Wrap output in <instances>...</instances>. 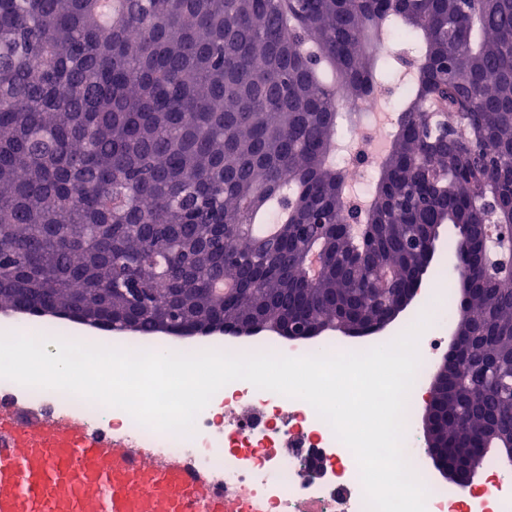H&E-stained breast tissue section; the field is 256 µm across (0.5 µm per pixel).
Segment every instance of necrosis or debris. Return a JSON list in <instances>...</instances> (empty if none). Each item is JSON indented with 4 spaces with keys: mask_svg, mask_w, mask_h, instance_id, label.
Wrapping results in <instances>:
<instances>
[{
    "mask_svg": "<svg viewBox=\"0 0 512 512\" xmlns=\"http://www.w3.org/2000/svg\"><path fill=\"white\" fill-rule=\"evenodd\" d=\"M377 129L353 126L346 138L356 149L345 163L348 183L370 178L374 157L368 143ZM430 323L418 341L420 363L413 383L421 388L432 362L448 347L451 308L422 305ZM197 351H225L235 355L277 352L281 343L265 337L226 341L219 336L198 340ZM37 405L52 417L76 415L87 431L125 444L146 448L157 457H175L205 473L227 502L224 512H368L358 463L330 425L304 400L255 388L237 380L223 395L213 397L200 412L195 432L177 436L138 424L126 411L107 407L58 390L31 388L0 379V401L17 399ZM421 439L414 423H406L404 453L427 490L431 512H512V493L496 463L487 466L485 498L470 504L465 491L432 480L427 472Z\"/></svg>",
    "mask_w": 512,
    "mask_h": 512,
    "instance_id": "necrosis-or-debris-1",
    "label": "necrosis or debris"
}]
</instances>
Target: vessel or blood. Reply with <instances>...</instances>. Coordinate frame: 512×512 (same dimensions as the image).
I'll return each mask as SVG.
<instances>
[{
	"mask_svg": "<svg viewBox=\"0 0 512 512\" xmlns=\"http://www.w3.org/2000/svg\"><path fill=\"white\" fill-rule=\"evenodd\" d=\"M0 512H224V497L179 460L143 470L136 449L88 436L75 417L0 413Z\"/></svg>",
	"mask_w": 512,
	"mask_h": 512,
	"instance_id": "b4317fda",
	"label": "vessel or blood"
}]
</instances>
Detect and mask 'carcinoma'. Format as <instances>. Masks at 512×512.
<instances>
[{
	"mask_svg": "<svg viewBox=\"0 0 512 512\" xmlns=\"http://www.w3.org/2000/svg\"><path fill=\"white\" fill-rule=\"evenodd\" d=\"M0 0V304L39 310L112 295L101 326L137 314L158 333L187 288L200 321L252 334L286 315L366 327L432 258L440 238L467 266L454 301L464 352L435 392L437 442L465 450L512 425V280L480 260L477 195L512 207V0ZM423 61L401 81L404 120L371 194L348 222L336 156L342 105L386 81L382 44ZM288 211L279 245L249 234L253 209ZM320 221L308 240L296 225ZM326 254L309 278L299 253ZM395 269L387 282L382 270Z\"/></svg>",
	"mask_w": 512,
	"mask_h": 512,
	"instance_id": "cac0c4a2",
	"label": "carcinoma"
}]
</instances>
